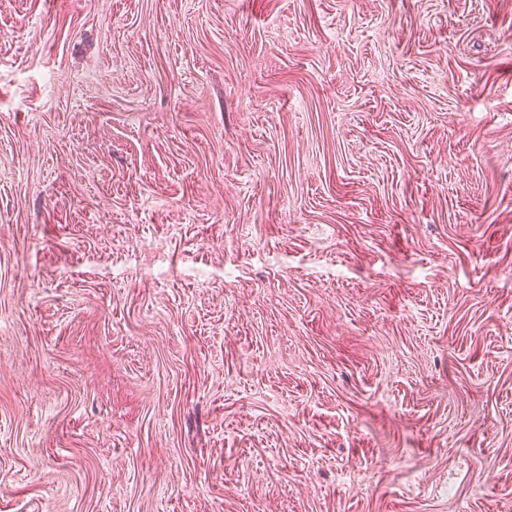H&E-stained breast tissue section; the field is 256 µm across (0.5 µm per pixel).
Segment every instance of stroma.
I'll return each instance as SVG.
<instances>
[{"label":"stroma","instance_id":"35a3bbf8","mask_svg":"<svg viewBox=\"0 0 512 512\" xmlns=\"http://www.w3.org/2000/svg\"><path fill=\"white\" fill-rule=\"evenodd\" d=\"M0 512H512V0H0Z\"/></svg>","mask_w":512,"mask_h":512}]
</instances>
